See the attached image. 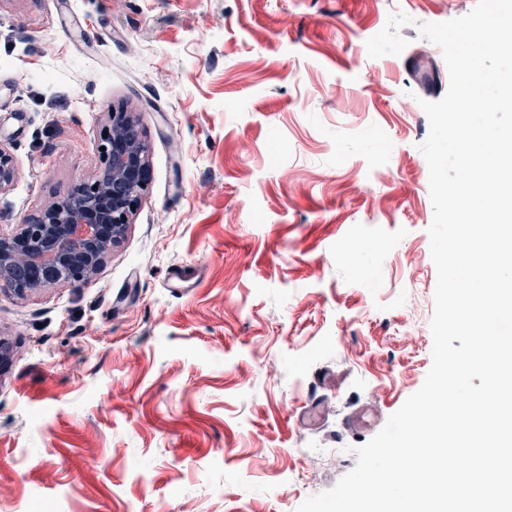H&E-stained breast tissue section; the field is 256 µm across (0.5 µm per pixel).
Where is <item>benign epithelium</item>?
Returning <instances> with one entry per match:
<instances>
[{"label": "benign epithelium", "instance_id": "7a95c632", "mask_svg": "<svg viewBox=\"0 0 512 512\" xmlns=\"http://www.w3.org/2000/svg\"><path fill=\"white\" fill-rule=\"evenodd\" d=\"M103 131L97 178L75 185L17 231L0 234V281L14 294L94 276L124 238L131 205L146 189L147 149L129 112L108 113ZM14 179L12 157L0 149V191Z\"/></svg>", "mask_w": 512, "mask_h": 512}]
</instances>
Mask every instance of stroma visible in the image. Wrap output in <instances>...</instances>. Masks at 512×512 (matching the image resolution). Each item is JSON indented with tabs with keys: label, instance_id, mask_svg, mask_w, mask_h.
I'll use <instances>...</instances> for the list:
<instances>
[{
	"label": "stroma",
	"instance_id": "obj_1",
	"mask_svg": "<svg viewBox=\"0 0 512 512\" xmlns=\"http://www.w3.org/2000/svg\"><path fill=\"white\" fill-rule=\"evenodd\" d=\"M476 3L0 0V233L95 176L112 109L148 155L96 275L0 291V512H297L355 467L432 364L417 25Z\"/></svg>",
	"mask_w": 512,
	"mask_h": 512
}]
</instances>
